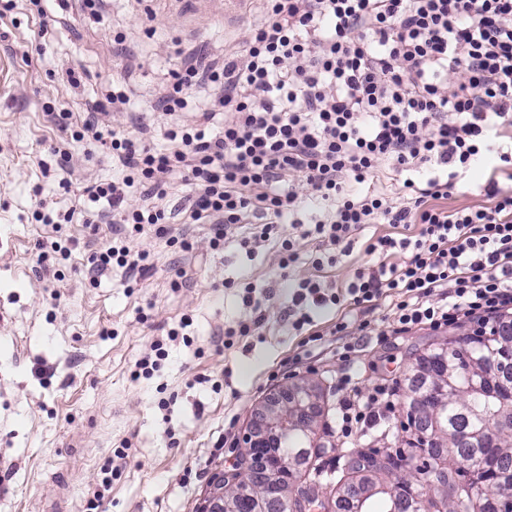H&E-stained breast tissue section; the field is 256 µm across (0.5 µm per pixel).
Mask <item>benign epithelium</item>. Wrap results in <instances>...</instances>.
Segmentation results:
<instances>
[{"label":"benign epithelium","mask_w":512,"mask_h":512,"mask_svg":"<svg viewBox=\"0 0 512 512\" xmlns=\"http://www.w3.org/2000/svg\"><path fill=\"white\" fill-rule=\"evenodd\" d=\"M431 368L443 369L429 383L419 388L408 406L414 421L421 423L435 419L448 402L454 400L462 407L461 400L466 394L481 392L488 395L503 393L512 396L511 389L496 388L499 373L490 359L474 358L470 363V374L466 384L456 383L458 366L443 348L428 356ZM322 389L308 380H302L283 388L281 395L261 403L244 438L246 455L263 456V467L250 469L224 485V476L214 481L207 493L206 505L202 512H268L270 503H281L295 508V502L302 499L307 489L304 469L298 467L297 457L281 452L288 437L305 433L306 444L303 456L308 464H313L322 455L323 446L318 443L316 426L321 411ZM512 430V408L501 414L499 425L484 430L471 429L466 432L470 446L481 450L476 470H489L496 465L493 449L499 446L495 433ZM405 486L409 494L397 496L399 512H436L427 498L413 484Z\"/></svg>","instance_id":"1"}]
</instances>
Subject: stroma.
<instances>
[{"mask_svg":"<svg viewBox=\"0 0 512 512\" xmlns=\"http://www.w3.org/2000/svg\"><path fill=\"white\" fill-rule=\"evenodd\" d=\"M262 7L261 0H108L93 17L81 0H49L43 27L25 0H16L0 19V512H84L88 490L102 481L105 458L122 446L129 457L106 493L104 512H199L211 478L238 459L256 406L301 380L322 388L319 465L339 480L349 449L393 455L416 437L408 424L404 369L446 339L477 330V321L465 317L381 341L384 299L349 307L343 337L334 332L332 309L314 315L320 340L308 342L293 329L288 308L299 284L338 285L355 269L376 264L364 246L392 233L387 224L365 225L347 263L320 269L306 240H297L299 259L285 269L268 243L248 251L233 239L211 250L204 225L196 231V249L180 259L145 233L130 246L154 255L157 270L134 286L118 267L89 280L88 244L105 240L108 226L95 231L77 218L56 233L34 220L38 205L68 209L89 177L112 174L111 157L60 132L47 105L68 102L74 119H81L87 102L104 98L113 80L122 79L129 111L160 127L164 119L152 103L170 71L192 53L211 62L236 52ZM119 32L121 44L114 40ZM69 69L79 74V86L67 82ZM56 147L73 155L67 189L61 171L42 167ZM497 163L489 155L471 166L448 207L484 203L483 188ZM57 238L76 246L57 263L61 280L51 283L34 256L38 242ZM180 269L190 287H173ZM247 293L260 302L265 321L257 335L223 348L218 333L252 316L243 302ZM184 318L187 337L168 342L162 369L132 381L151 343ZM365 320L370 330L361 329ZM346 342L352 351L345 361ZM345 368L359 391L388 381L399 394L394 415L351 446L338 435L333 412ZM162 399L168 410L159 409Z\"/></svg>","mask_w":512,"mask_h":512,"instance_id":"35a3bbf8","label":"stroma"}]
</instances>
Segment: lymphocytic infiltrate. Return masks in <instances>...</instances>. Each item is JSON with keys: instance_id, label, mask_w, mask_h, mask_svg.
<instances>
[{"instance_id": "obj_1", "label": "lymphocytic infiltrate", "mask_w": 512, "mask_h": 512, "mask_svg": "<svg viewBox=\"0 0 512 512\" xmlns=\"http://www.w3.org/2000/svg\"><path fill=\"white\" fill-rule=\"evenodd\" d=\"M171 78L155 103L171 117L163 132L112 126L130 101L122 90L86 107L85 133L122 173L85 187L87 205L57 215L61 224L79 215L113 225L88 258L92 274L119 267L143 277L154 261L132 252L131 235L150 232L187 253L191 224L208 225L215 251L246 228L242 248L271 243L286 267L297 239L315 241L337 265L364 225L389 224L396 235L365 245L379 265L337 291L300 285L288 309L295 328L312 324L314 310L382 298L395 333L490 319L512 305V188L493 178L486 203L443 204L487 154L512 170V143L502 140L512 128V0H264L239 51L217 65L184 61ZM199 89L208 102L181 119ZM217 121L222 135L208 136ZM158 134L165 148L152 147ZM174 180L192 189L177 209L165 202ZM309 198L322 203L323 219L285 232L284 214ZM396 253L401 262L389 263ZM394 406L383 385L362 404L339 395L342 437L367 435Z\"/></svg>"}]
</instances>
